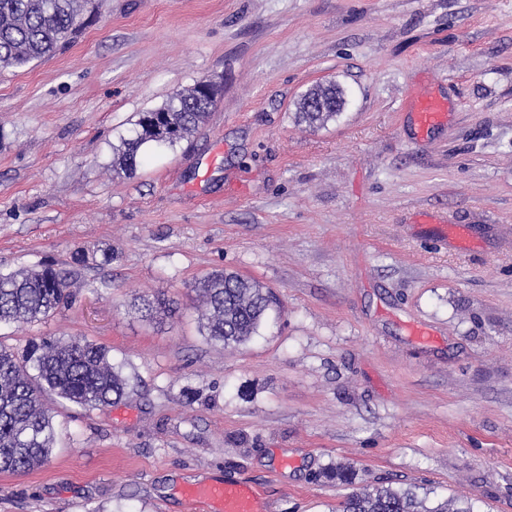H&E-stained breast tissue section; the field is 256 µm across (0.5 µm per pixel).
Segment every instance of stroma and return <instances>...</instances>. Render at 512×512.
<instances>
[{
  "instance_id": "stroma-1",
  "label": "stroma",
  "mask_w": 512,
  "mask_h": 512,
  "mask_svg": "<svg viewBox=\"0 0 512 512\" xmlns=\"http://www.w3.org/2000/svg\"><path fill=\"white\" fill-rule=\"evenodd\" d=\"M95 3L54 56L0 69V271L52 263L74 293L0 342L86 338L129 389L56 406L50 463L0 473V512H193L182 486L240 478L265 512L381 486L512 512V0ZM209 76L205 125L117 174L139 113ZM328 82L344 111L298 123ZM425 90L450 115L418 137ZM217 270L278 298L239 348L203 335ZM323 100L326 103L324 109L312 108L310 101ZM346 104L345 93L342 88L331 83L326 86H316L306 92L298 103L296 118L309 127L323 126L341 114Z\"/></svg>"
}]
</instances>
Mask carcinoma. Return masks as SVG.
<instances>
[{"mask_svg": "<svg viewBox=\"0 0 512 512\" xmlns=\"http://www.w3.org/2000/svg\"><path fill=\"white\" fill-rule=\"evenodd\" d=\"M81 0H0V67H24L54 54L79 28ZM326 107L313 108L312 100ZM346 104L342 88L331 83L306 92L296 118L310 127L336 119ZM213 102L196 91L178 93L163 107L142 112L134 135L122 140L115 162L133 174L144 147L170 146L193 135L208 118ZM208 313V340L240 346L258 332L275 295L234 272L216 271L199 289ZM72 299L67 275L49 265L0 272V323L42 322ZM128 383L108 362V350L81 337L44 339L18 355L0 343V472L27 473L49 462L54 445L52 400L98 409L121 399ZM413 488L353 493L342 512H449L448 502L426 505Z\"/></svg>", "mask_w": 512, "mask_h": 512, "instance_id": "obj_1", "label": "carcinoma"}]
</instances>
